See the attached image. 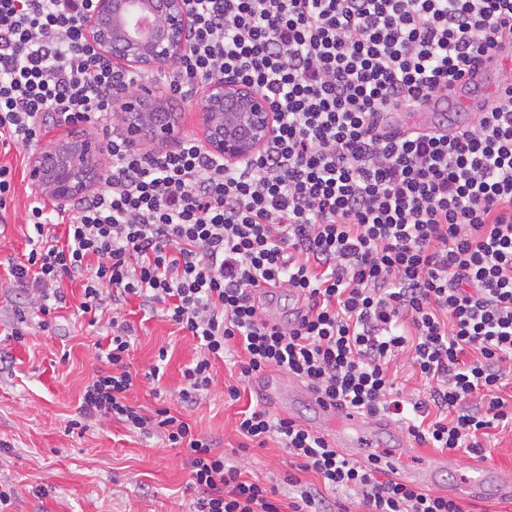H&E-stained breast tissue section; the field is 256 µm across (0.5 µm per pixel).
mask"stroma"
Masks as SVG:
<instances>
[{"instance_id":"obj_1","label":"stroma","mask_w":512,"mask_h":512,"mask_svg":"<svg viewBox=\"0 0 512 512\" xmlns=\"http://www.w3.org/2000/svg\"><path fill=\"white\" fill-rule=\"evenodd\" d=\"M1 164L15 172V197L5 222H0V478L9 481L15 493L0 512H188L194 493L187 488L190 475L183 449L160 447L113 422L70 427V420L78 416L83 388L101 365L95 353L106 341V330L89 326L80 315L81 280L66 282L67 302L53 313L45 330L38 327L39 317L24 294L7 287L8 260L22 259L29 251L27 211L37 196L18 150L0 147ZM119 310L136 334L131 403L155 405L143 374L158 362L159 350H166L160 380L166 406L196 433L216 438L226 457L244 465L250 475L266 482L287 471L288 453L276 442L238 452L235 423L249 399L225 398V385L231 380L228 365L215 363L212 384L198 403L181 404L178 387L183 369L197 355L195 339L161 315L145 314L139 298H128ZM21 311L28 328L16 340L10 331ZM401 435L396 427L369 428L359 439L358 455L385 451L401 470H433L442 489L470 476L477 466L490 464L493 472L485 479L483 498L462 501L461 506L464 512H512V500H504L502 489L503 482L512 481V432L493 430L484 457H455L449 470L437 468V450L400 448Z\"/></svg>"}]
</instances>
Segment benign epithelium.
<instances>
[{"instance_id": "obj_1", "label": "benign epithelium", "mask_w": 512, "mask_h": 512, "mask_svg": "<svg viewBox=\"0 0 512 512\" xmlns=\"http://www.w3.org/2000/svg\"><path fill=\"white\" fill-rule=\"evenodd\" d=\"M191 25L184 0H96L84 31L116 65L150 69L172 64L188 51ZM201 97L199 114L212 155L244 163L273 137L275 114L256 91L207 79L201 83ZM117 104L128 141L139 140L146 131L161 143L175 139L178 117L164 112L158 88L141 85ZM100 158L101 144L94 138L59 140L32 153L28 179L38 193L65 208L91 187L85 172L90 165L99 166Z\"/></svg>"}]
</instances>
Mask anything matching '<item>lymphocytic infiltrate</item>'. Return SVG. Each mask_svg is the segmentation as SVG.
<instances>
[{
  "instance_id": "lymphocytic-infiltrate-1",
  "label": "lymphocytic infiltrate",
  "mask_w": 512,
  "mask_h": 512,
  "mask_svg": "<svg viewBox=\"0 0 512 512\" xmlns=\"http://www.w3.org/2000/svg\"><path fill=\"white\" fill-rule=\"evenodd\" d=\"M188 52L156 72L200 106L203 80L231 78L268 99L275 134L246 164L195 138L165 152L112 135L105 185L75 215L30 206L26 260L11 284L48 315L83 278L82 313L141 299L196 339L178 397L196 403L214 361L239 369L230 400L270 370L321 400L386 417L419 446L482 455L512 427V85L452 134L382 131L381 117L447 97L499 44L512 0H185ZM94 0H0V146L27 149L51 121L98 125L137 84L91 44ZM300 301L272 322L259 290ZM112 336L80 413L184 449L192 512H463L447 495L399 482L389 454L362 462L264 406L243 410L241 450L276 441L290 457L280 500L169 408L132 405V327ZM408 361L425 396L397 389ZM314 481H304V474Z\"/></svg>"
}]
</instances>
